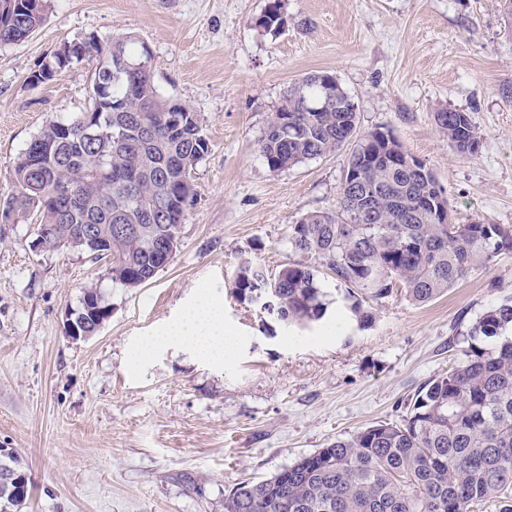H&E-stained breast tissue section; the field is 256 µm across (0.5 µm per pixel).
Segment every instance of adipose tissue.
I'll return each instance as SVG.
<instances>
[{
    "label": "adipose tissue",
    "mask_w": 512,
    "mask_h": 512,
    "mask_svg": "<svg viewBox=\"0 0 512 512\" xmlns=\"http://www.w3.org/2000/svg\"><path fill=\"white\" fill-rule=\"evenodd\" d=\"M159 345H187L200 355L228 362L237 354L239 339L224 326L223 304L204 294L170 323L162 336L142 345L138 353L146 355Z\"/></svg>",
    "instance_id": "ef3b65f1"
}]
</instances>
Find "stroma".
I'll list each match as a JSON object with an SVG mask.
<instances>
[{"mask_svg":"<svg viewBox=\"0 0 512 512\" xmlns=\"http://www.w3.org/2000/svg\"><path fill=\"white\" fill-rule=\"evenodd\" d=\"M47 0L29 37L0 48V196L30 138L82 111L98 64L88 58L34 86L67 42L131 36L153 54L164 96L202 120L208 151L191 172L172 261L144 287H113L107 262L33 246L34 222L0 223V448L32 481L21 512H224L244 481L269 477L327 443L406 413L408 400L459 361L460 332L512 297V253L425 305L400 290L365 301L359 328L346 291L326 278L327 315L300 328L240 302L242 264L275 277L297 256L288 227L335 209L349 149L281 172L261 139L289 83L333 74L360 131L391 132L431 170L455 223L512 225V35L501 0ZM468 113L480 143L449 148L434 114ZM112 314L73 341L64 322L85 287ZM224 304L241 340L224 364L192 349L131 356L199 295Z\"/></svg>","mask_w":512,"mask_h":512,"instance_id":"stroma-1","label":"stroma"}]
</instances>
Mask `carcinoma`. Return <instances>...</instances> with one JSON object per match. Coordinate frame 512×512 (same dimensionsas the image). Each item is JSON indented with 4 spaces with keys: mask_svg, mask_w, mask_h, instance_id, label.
Listing matches in <instances>:
<instances>
[{
    "mask_svg": "<svg viewBox=\"0 0 512 512\" xmlns=\"http://www.w3.org/2000/svg\"><path fill=\"white\" fill-rule=\"evenodd\" d=\"M44 2L0 0V45L36 31ZM279 0L260 25L281 27ZM144 45L127 37L102 43L94 37L65 43L32 75L53 80L85 57L98 58L85 111L46 122L11 164V192L0 213L21 222L37 216L39 248L62 247L109 259L114 288H139L167 265L180 242L191 171L208 151L200 116L186 108L170 120L171 100L153 80V66L115 72V58L144 60ZM435 123L448 146L473 155L479 137L465 112L442 109ZM353 145L336 209L304 215L289 225L288 241L299 260L272 279L257 278L246 264L235 281L243 302L276 294L277 318L305 325L323 319L330 300L321 286L327 271L348 292L378 301L395 288L415 305L427 304L512 252V228L501 224H453L448 198L432 172L391 163L404 154L389 132L359 133L356 105L341 90L327 92L317 74L290 83L260 152L270 171ZM63 186L80 197L72 211L54 204ZM384 198L377 214L362 218L368 197ZM96 228L112 236L104 254L78 236ZM72 318L93 336L112 304L98 286L87 287ZM512 300L487 308L468 328L460 362L428 381L398 422L380 421L301 457L269 478L243 482L224 498V512H468L493 499L512 512ZM31 480L0 489V512H20Z\"/></svg>",
    "mask_w": 512,
    "mask_h": 512,
    "instance_id": "carcinoma-1",
    "label": "carcinoma"
}]
</instances>
